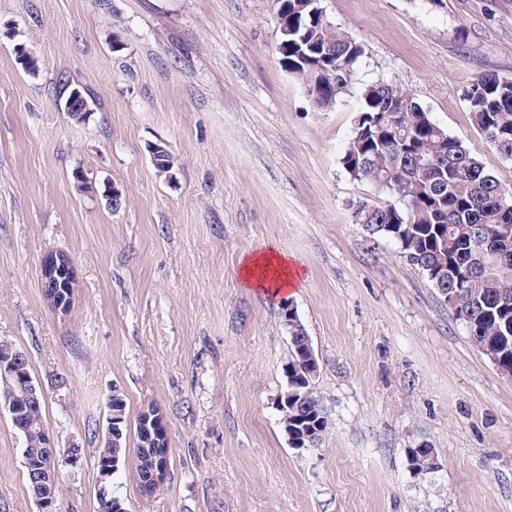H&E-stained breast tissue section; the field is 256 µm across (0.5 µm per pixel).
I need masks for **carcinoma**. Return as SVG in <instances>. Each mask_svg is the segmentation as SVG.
Returning <instances> with one entry per match:
<instances>
[{
    "mask_svg": "<svg viewBox=\"0 0 512 512\" xmlns=\"http://www.w3.org/2000/svg\"><path fill=\"white\" fill-rule=\"evenodd\" d=\"M363 46L335 26L308 29L298 26L282 53L288 72L305 87L319 81L313 58L332 57L339 78L318 90L322 106H334L350 91ZM358 112L376 118L377 143L366 141L362 128L352 129L342 157L346 172L355 180L371 183L389 179V199L382 205L361 201L353 205V218L372 236H388L400 245V254L434 281L443 273L448 287L457 291L458 311L468 317L464 327L474 346L493 356L500 375L512 378V219L498 207V197L512 187L503 185L473 157L462 141L438 125L430 113L405 88L385 81L365 85L359 94ZM472 126L502 157L512 161V80L496 74L476 77L464 90ZM64 111L81 122L91 112L84 95L69 94ZM154 166L161 173L173 171L175 162L164 144L149 147ZM501 256L493 265L480 258L485 246ZM291 341L287 390L297 397L282 411L284 430L312 437L321 444L317 420L326 408L312 387L313 369L307 360L310 339L303 331ZM28 379L13 382L14 399L27 419L23 459L32 465L47 460L44 446V406H32ZM114 411L121 416V448L105 441L97 463L115 453L126 456L129 429L126 404L117 397ZM137 446L134 464L144 480L158 463L153 448L142 447L141 422L135 424Z\"/></svg>",
    "mask_w": 512,
    "mask_h": 512,
    "instance_id": "1",
    "label": "carcinoma"
}]
</instances>
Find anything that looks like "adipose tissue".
Wrapping results in <instances>:
<instances>
[{
  "instance_id": "1",
  "label": "adipose tissue",
  "mask_w": 512,
  "mask_h": 512,
  "mask_svg": "<svg viewBox=\"0 0 512 512\" xmlns=\"http://www.w3.org/2000/svg\"><path fill=\"white\" fill-rule=\"evenodd\" d=\"M302 268L287 253L275 248L245 256L239 275L246 287L271 296H282L296 289Z\"/></svg>"
}]
</instances>
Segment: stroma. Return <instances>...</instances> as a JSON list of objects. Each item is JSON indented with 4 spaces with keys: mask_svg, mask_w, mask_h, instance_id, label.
<instances>
[{
    "mask_svg": "<svg viewBox=\"0 0 512 512\" xmlns=\"http://www.w3.org/2000/svg\"><path fill=\"white\" fill-rule=\"evenodd\" d=\"M321 6L364 48L328 110L281 63L275 0H0V341L26 354L60 450H81L58 512H100L113 394L132 423L156 408L170 437L152 497L133 463L115 474L127 512H512V380L398 242L354 222L353 204L386 195L342 164L360 90L384 80L512 186L463 99L479 74L512 78V0ZM75 88L93 104L82 122L63 110ZM271 246L304 270L291 301L330 420L316 448L290 447L277 407L281 301L239 278ZM50 251L75 265L64 315L43 294ZM425 446L423 475L408 451ZM22 451L0 413V512H39Z\"/></svg>",
    "mask_w": 512,
    "mask_h": 512,
    "instance_id": "35a3bbf8",
    "label": "stroma"
}]
</instances>
